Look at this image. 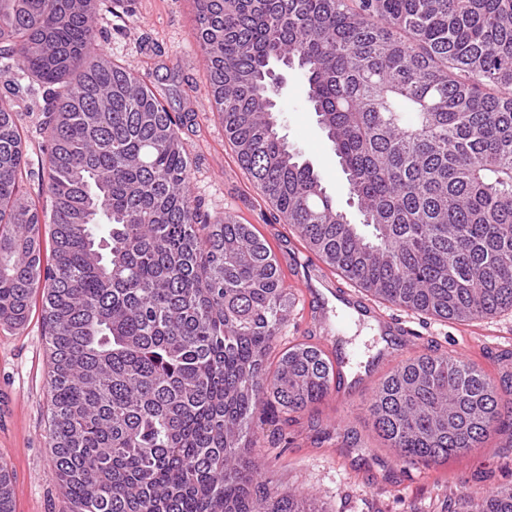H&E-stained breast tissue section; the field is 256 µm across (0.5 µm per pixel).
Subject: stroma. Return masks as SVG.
Masks as SVG:
<instances>
[{
    "label": "stroma",
    "instance_id": "stroma-1",
    "mask_svg": "<svg viewBox=\"0 0 512 512\" xmlns=\"http://www.w3.org/2000/svg\"><path fill=\"white\" fill-rule=\"evenodd\" d=\"M98 49L135 69L165 98L169 112L194 111L180 130L192 164L191 191L203 212L233 215L266 240L280 268L288 266L284 224L239 165L224 136V123L209 95L207 63L196 38L193 0H105L96 20ZM10 104L25 135L27 161L43 157L40 129L45 119L43 88L19 82L0 70V102ZM279 130L301 149L329 192L349 217L348 188L306 86L286 75L278 99ZM428 338L436 351L465 352L512 400V311L460 322L428 317L388 306ZM339 349L352 365L369 360L379 342L362 321H345ZM379 370L370 388L348 400L325 397L299 413L259 405L249 423L255 442L252 458L274 486L308 494L323 512H448L449 500L480 497L486 490L512 485V429L495 432L468 454L425 467L398 460L385 447L368 416L370 389L386 377ZM48 349L40 311L25 326L0 325V463H6L14 488L15 512H66L67 503L51 478Z\"/></svg>",
    "mask_w": 512,
    "mask_h": 512
}]
</instances>
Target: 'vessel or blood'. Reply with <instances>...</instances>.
<instances>
[{
  "instance_id": "obj_1",
  "label": "vessel or blood",
  "mask_w": 512,
  "mask_h": 512,
  "mask_svg": "<svg viewBox=\"0 0 512 512\" xmlns=\"http://www.w3.org/2000/svg\"><path fill=\"white\" fill-rule=\"evenodd\" d=\"M297 285L305 299L309 320L306 324L307 334L312 344L326 350V363L330 367L329 392L340 397L354 389L363 387L366 378L358 376L348 378L345 372V360L329 351L328 339L321 335L320 330L327 323L329 302L350 310L359 317L373 321L383 336H399L403 342L399 347H386L379 351L377 361L381 364H398L409 359L411 351L420 347L417 336L409 326L384 312L370 298L339 283L321 263L313 259L294 260L292 263Z\"/></svg>"
}]
</instances>
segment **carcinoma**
I'll list each match as a JSON object with an SVG mask.
<instances>
[{
	"mask_svg": "<svg viewBox=\"0 0 512 512\" xmlns=\"http://www.w3.org/2000/svg\"><path fill=\"white\" fill-rule=\"evenodd\" d=\"M99 2L0 0V68L47 88L39 172L0 104V324L41 296L52 478L68 512H323L260 480L245 437L263 401L323 399L328 365L296 346L268 371L289 309L277 260L201 210L178 135L194 114L97 51ZM195 3L224 134L283 223L386 302L455 321L512 309V0ZM276 66L305 79L362 224L279 134ZM368 411L425 466L512 421L495 382L447 353L394 369ZM464 504L512 512V489Z\"/></svg>",
	"mask_w": 512,
	"mask_h": 512,
	"instance_id": "obj_1",
	"label": "carcinoma"
}]
</instances>
